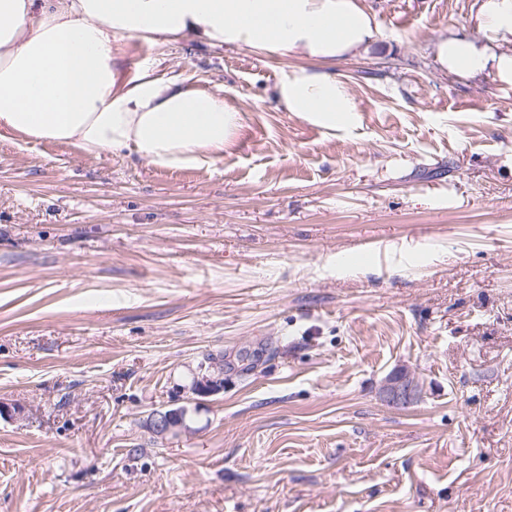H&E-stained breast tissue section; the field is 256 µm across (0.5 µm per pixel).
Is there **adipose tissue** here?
Masks as SVG:
<instances>
[{
  "mask_svg": "<svg viewBox=\"0 0 512 512\" xmlns=\"http://www.w3.org/2000/svg\"><path fill=\"white\" fill-rule=\"evenodd\" d=\"M477 35L437 40L442 70L512 84V0H482ZM192 38L210 47L296 57L274 94L284 111L335 131L357 105L329 65L375 42L361 0H0V131L126 151L159 168L203 167L235 146L239 109L223 90L192 89L147 61L123 73L117 38Z\"/></svg>",
  "mask_w": 512,
  "mask_h": 512,
  "instance_id": "ef3b65f1",
  "label": "adipose tissue"
}]
</instances>
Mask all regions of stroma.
Here are the masks:
<instances>
[{"label": "stroma", "instance_id": "1", "mask_svg": "<svg viewBox=\"0 0 512 512\" xmlns=\"http://www.w3.org/2000/svg\"><path fill=\"white\" fill-rule=\"evenodd\" d=\"M481 2L363 0L333 133L274 99L297 59L184 38L115 49L223 90L214 165L0 137V512H512V85L433 53ZM207 359L213 362H209L208 365L202 364L195 378L197 383L196 392L203 395L213 394L224 388V367L222 366L224 357L210 355ZM383 401L394 408H407L421 398V387L408 371L398 370L389 375L381 388ZM167 408H169V406L157 410L150 420L151 429L156 435L161 437L175 434L178 431L187 429L186 426H183V420L181 419V409Z\"/></svg>", "mask_w": 512, "mask_h": 512}]
</instances>
